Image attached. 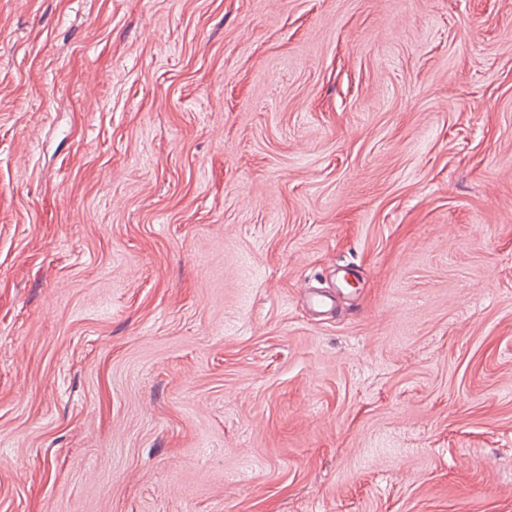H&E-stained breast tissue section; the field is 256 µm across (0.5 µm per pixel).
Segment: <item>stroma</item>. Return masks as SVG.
I'll use <instances>...</instances> for the list:
<instances>
[{
  "mask_svg": "<svg viewBox=\"0 0 512 512\" xmlns=\"http://www.w3.org/2000/svg\"><path fill=\"white\" fill-rule=\"evenodd\" d=\"M0 512H512V0H0ZM336 305V295L331 292L314 290L305 296V306L316 318L328 315Z\"/></svg>",
  "mask_w": 512,
  "mask_h": 512,
  "instance_id": "obj_1",
  "label": "stroma"
}]
</instances>
